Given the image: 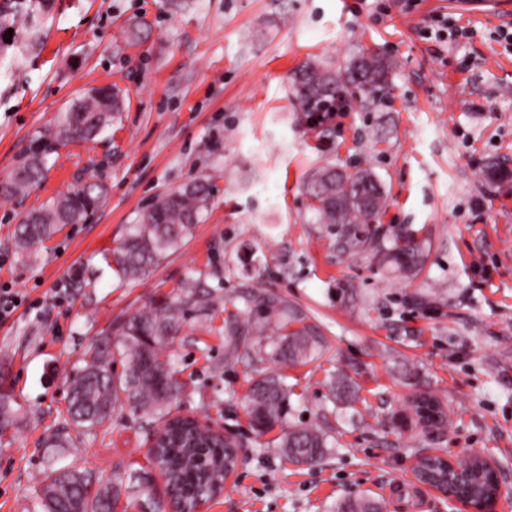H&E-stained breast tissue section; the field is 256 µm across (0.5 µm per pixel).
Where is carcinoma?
Wrapping results in <instances>:
<instances>
[{"label":"carcinoma","instance_id":"1","mask_svg":"<svg viewBox=\"0 0 512 512\" xmlns=\"http://www.w3.org/2000/svg\"><path fill=\"white\" fill-rule=\"evenodd\" d=\"M30 19L28 38L38 39L36 16L46 11L50 0H28ZM17 29V14L10 2L0 7V52L10 44L3 40L8 30ZM396 62L391 57L364 46L334 67L317 59L303 62L291 78L294 99L306 119L314 125L330 120L336 111V94L348 92L361 82L383 92L390 87ZM118 98L112 86L92 89L59 113L45 132L47 140L37 144L27 160L12 171L3 196L26 193L41 180L48 150L53 144L75 143L88 139L112 121V99ZM362 169L345 178L338 177L336 165L326 163L311 170L304 189L314 200L311 211L319 224L337 226L336 250L352 255L370 250L378 262L405 274L422 270L430 233L427 225H405L386 236L376 220L385 207L381 183ZM212 187L195 181L182 189L163 193L141 214L121 246L110 253L113 270L122 279H141L169 253L178 250L191 227L209 210ZM104 184L86 181L74 189L33 208L15 229L19 249L32 252L50 238L57 226L86 222L105 202ZM198 283L189 287L185 298L161 301L147 313L134 314L113 326L105 336L91 343L82 354V366L69 378L68 412L82 432H91L108 423L117 410L126 406L141 411L160 423L152 448L151 462L165 478L181 509L193 508L200 498L210 496L213 487L224 482V458L228 445L219 436L201 429L185 417H170V405L182 386L165 347L179 332L185 319V305L194 302L210 309V293H199ZM244 308L224 319V333L230 338L228 355L238 362L258 363L267 359L303 362L322 348V338L305 323L306 316L288 301L277 296H261L248 289L241 294ZM276 336L269 347L254 340L267 332ZM128 360L126 373H112V357ZM292 388L274 376H259L249 388L250 416L259 431L283 422V413ZM434 406L428 426H443L446 415L432 396L414 402ZM278 448L288 461L315 465L329 452V435L320 426L291 427L282 434ZM471 469V480L461 493L476 505L490 499L493 491L490 473L468 457L455 461ZM424 468L434 486L444 484L442 459L426 458ZM94 475L74 467L48 468L42 480L38 512H114L123 481L112 486L93 487ZM336 512H383L381 500L360 496L343 501Z\"/></svg>","mask_w":512,"mask_h":512}]
</instances>
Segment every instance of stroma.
<instances>
[{"label": "stroma", "mask_w": 512, "mask_h": 512, "mask_svg": "<svg viewBox=\"0 0 512 512\" xmlns=\"http://www.w3.org/2000/svg\"><path fill=\"white\" fill-rule=\"evenodd\" d=\"M43 36L0 54V179L25 160L73 100L110 85L122 106L97 137L56 147L41 183L0 196V288L22 303L0 325V389L13 424L0 433V512H25L47 464L92 470L101 482L163 479L149 463L156 428L132 409L73 448L46 438L67 415L66 378L101 331L158 299L204 282L211 310L188 311L170 343L184 386L171 407L240 445L235 476L203 512H336L370 494L384 512H454L414 481L418 452L493 458L504 471L495 512H512V6L486 15L461 0H54ZM395 58L382 101L347 98L328 127L306 123L291 74L310 58L338 65L358 46ZM330 162L372 169L387 229L428 225L423 271L405 278L372 253L342 255L336 228L315 223L308 172ZM95 178L105 203L29 256L14 238L32 208ZM209 179L206 220L139 281L104 255L160 194ZM288 300L325 339L304 364L227 359L224 318L244 287ZM294 393L284 420L336 439L317 465L280 456L281 427L256 431L246 395L258 371ZM344 372L352 404L332 402ZM442 404V429L411 425L419 393Z\"/></svg>", "instance_id": "stroma-1"}]
</instances>
